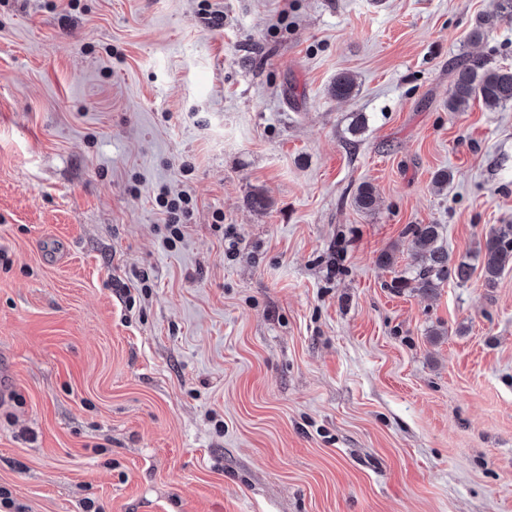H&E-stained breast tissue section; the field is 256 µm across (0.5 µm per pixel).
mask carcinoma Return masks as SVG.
<instances>
[{
	"label": "carcinoma",
	"instance_id": "cac0c4a2",
	"mask_svg": "<svg viewBox=\"0 0 512 512\" xmlns=\"http://www.w3.org/2000/svg\"><path fill=\"white\" fill-rule=\"evenodd\" d=\"M355 90L356 81L352 75L341 73L336 76L332 85L334 97L349 98ZM474 100L489 108L512 104V68L492 67L479 58L460 61L448 97V111L461 112ZM353 202L358 210L371 212L377 206V194L372 186L363 184ZM406 233L411 236L418 267L413 277L401 276L394 286L434 294L450 279L460 283L470 280L474 268L465 261H452L443 245V225L411 224ZM476 255L482 258L485 286L495 287L502 271L512 265V224L491 227L483 242L478 244Z\"/></svg>",
	"mask_w": 512,
	"mask_h": 512
}]
</instances>
